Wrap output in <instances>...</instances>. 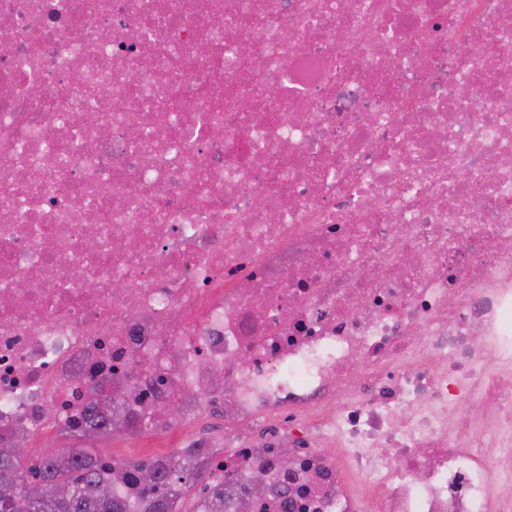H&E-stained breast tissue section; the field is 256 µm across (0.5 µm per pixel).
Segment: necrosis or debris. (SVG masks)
I'll list each match as a JSON object with an SVG mask.
<instances>
[{
  "instance_id": "4bbe7bcc",
  "label": "necrosis or debris",
  "mask_w": 512,
  "mask_h": 512,
  "mask_svg": "<svg viewBox=\"0 0 512 512\" xmlns=\"http://www.w3.org/2000/svg\"><path fill=\"white\" fill-rule=\"evenodd\" d=\"M117 380L226 512H512V0H0V441ZM262 429L250 426L245 423L228 422L224 426L223 415H205L199 417L189 431H183L177 435L170 436L166 440V452H172L176 448H182L185 442L195 435H210L217 443L223 444L225 438L231 439L238 434L249 432L255 436L261 435ZM191 433V434H190Z\"/></svg>"
}]
</instances>
